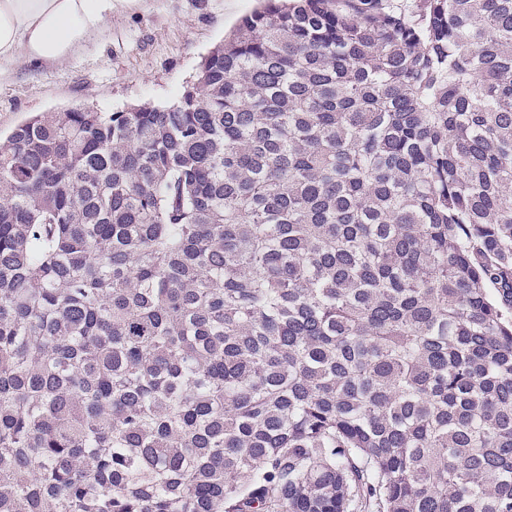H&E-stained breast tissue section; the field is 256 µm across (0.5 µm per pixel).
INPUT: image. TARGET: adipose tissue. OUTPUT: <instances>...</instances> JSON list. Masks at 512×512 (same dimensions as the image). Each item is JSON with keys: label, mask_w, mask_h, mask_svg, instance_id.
Listing matches in <instances>:
<instances>
[{"label": "adipose tissue", "mask_w": 512, "mask_h": 512, "mask_svg": "<svg viewBox=\"0 0 512 512\" xmlns=\"http://www.w3.org/2000/svg\"><path fill=\"white\" fill-rule=\"evenodd\" d=\"M118 0H0V62L62 63L108 19Z\"/></svg>", "instance_id": "adipose-tissue-1"}]
</instances>
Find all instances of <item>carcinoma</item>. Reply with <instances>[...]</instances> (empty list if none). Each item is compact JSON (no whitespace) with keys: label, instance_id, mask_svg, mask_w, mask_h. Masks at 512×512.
Wrapping results in <instances>:
<instances>
[{"label":"carcinoma","instance_id":"carcinoma-1","mask_svg":"<svg viewBox=\"0 0 512 512\" xmlns=\"http://www.w3.org/2000/svg\"><path fill=\"white\" fill-rule=\"evenodd\" d=\"M0 512H512V0H264L15 127Z\"/></svg>","mask_w":512,"mask_h":512}]
</instances>
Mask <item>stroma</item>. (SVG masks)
<instances>
[{
  "mask_svg": "<svg viewBox=\"0 0 512 512\" xmlns=\"http://www.w3.org/2000/svg\"><path fill=\"white\" fill-rule=\"evenodd\" d=\"M258 0H132L61 64L0 65V135L39 112L90 106L117 112L167 105L195 80L202 58Z\"/></svg>",
  "mask_w": 512,
  "mask_h": 512,
  "instance_id": "stroma-1",
  "label": "stroma"
}]
</instances>
